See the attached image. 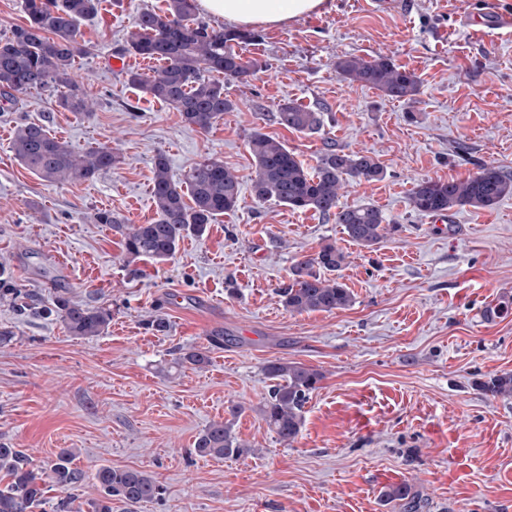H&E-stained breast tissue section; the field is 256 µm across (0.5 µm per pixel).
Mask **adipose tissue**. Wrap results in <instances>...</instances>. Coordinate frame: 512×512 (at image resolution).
Returning <instances> with one entry per match:
<instances>
[{
	"label": "adipose tissue",
	"instance_id": "adipose-tissue-1",
	"mask_svg": "<svg viewBox=\"0 0 512 512\" xmlns=\"http://www.w3.org/2000/svg\"><path fill=\"white\" fill-rule=\"evenodd\" d=\"M324 0H198L201 10L241 28L280 25L318 13Z\"/></svg>",
	"mask_w": 512,
	"mask_h": 512
}]
</instances>
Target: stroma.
Returning <instances> with one entry per match:
<instances>
[{"label": "stroma", "mask_w": 512, "mask_h": 512, "mask_svg": "<svg viewBox=\"0 0 512 512\" xmlns=\"http://www.w3.org/2000/svg\"><path fill=\"white\" fill-rule=\"evenodd\" d=\"M168 0H100L82 21L74 75L92 102L69 112L56 93L31 91L0 110V280L38 306L57 291L112 310L101 335H68L55 319L0 300V436L34 461L77 449L87 473L103 465L144 470L164 489L134 512H405L384 497L406 482L416 512H512V397L486 392L512 374V316L478 322L487 299L512 291V197L489 209H453L444 224L408 206L417 179H464L494 164L512 175V29L492 28L512 0H325L322 14L260 28L241 53L263 62L248 82L225 81L235 101L206 132L127 83L112 68L136 16ZM487 28L471 29L473 15ZM385 55L420 82L410 102L344 81L338 56ZM291 100L319 110L318 130L296 133L273 112ZM40 122L78 150L106 146L119 162L94 180L51 184L14 158V131ZM262 131L315 166L326 144L371 152L379 182L343 190L344 206L373 204L391 229L374 248L349 242L314 211L244 196L235 213L185 238L168 261L129 259L121 236L97 224L109 209L129 224L154 221L153 160L175 179L207 156L242 181L254 162L247 138ZM332 242L353 303L288 312L278 291L301 256ZM164 316L167 332L146 328ZM205 368L178 367L180 350L209 347ZM323 374L291 444L260 409L270 361ZM233 420L251 454L201 457L199 433Z\"/></svg>", "instance_id": "obj_1"}]
</instances>
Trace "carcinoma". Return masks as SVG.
Returning a JSON list of instances; mask_svg holds the SVG:
<instances>
[{
  "mask_svg": "<svg viewBox=\"0 0 512 512\" xmlns=\"http://www.w3.org/2000/svg\"><path fill=\"white\" fill-rule=\"evenodd\" d=\"M98 0H23L25 23L0 38V101L10 105L16 95L28 90L51 88L58 103L70 112L89 107L87 95L75 79V56L85 51L79 42V22L95 13ZM258 38L252 30L215 28L196 18L195 0H169L166 10L139 14L128 32L122 52L162 65L148 73L126 72L129 84L180 112L182 119L202 131L210 130L235 103L224 93V83L213 78L246 82L262 64L244 57L236 47ZM336 72L345 80L382 92L385 96L412 101L419 93L414 73L379 55L365 59L345 55L336 60ZM275 119L287 129L308 133L322 123L321 113L292 100L277 104ZM255 170L250 192L259 202L274 201L293 210H313L334 217L351 242L367 249L378 245L388 233L382 212L371 204L339 206L341 190L349 183L380 181L386 171L378 159L366 152L346 153L328 146L313 170L304 167L287 144L258 130L248 139ZM12 149L18 162L50 183H78L112 169V149L99 146L77 151L50 133L44 124L26 123L15 134ZM152 193L158 218L150 224H125L110 210L94 214L98 224H108L122 236L123 249L131 257L158 262L172 258L187 236L201 237L209 224L236 210L241 195L239 177L213 157L193 163L177 182L165 157L154 161ZM512 195V176L485 164L473 176L460 180L422 178L410 193L409 204L422 215L446 214L456 207L489 208ZM346 256L334 244L314 255L298 259L291 282L280 289L284 308L292 313L332 312L352 304V294L336 278L325 273L340 270ZM8 298L26 306L29 294L23 288H0V300ZM52 315L71 336L101 335L112 322V311L55 295L52 306L42 309ZM178 363L202 369L210 363L208 351L194 348ZM271 381L262 417L278 440L288 444L304 425V406L318 389L323 374L296 362L271 361L264 366ZM486 390L512 396V376L493 379ZM194 452L214 458L239 457L251 452L233 432L230 421L210 423L196 438ZM77 449L64 448L55 458L35 463L23 450L0 441V474L8 478L0 485V512H35L44 500L46 484L56 486L64 497L56 512H113L112 502L128 507L158 500L162 487L144 470L100 466L92 475L74 464ZM89 479L99 487V497L77 502L75 491ZM387 496L414 509L415 495L407 483L389 486Z\"/></svg>",
  "mask_w": 512,
  "mask_h": 512,
  "instance_id": "cac0c4a2",
  "label": "carcinoma"
}]
</instances>
